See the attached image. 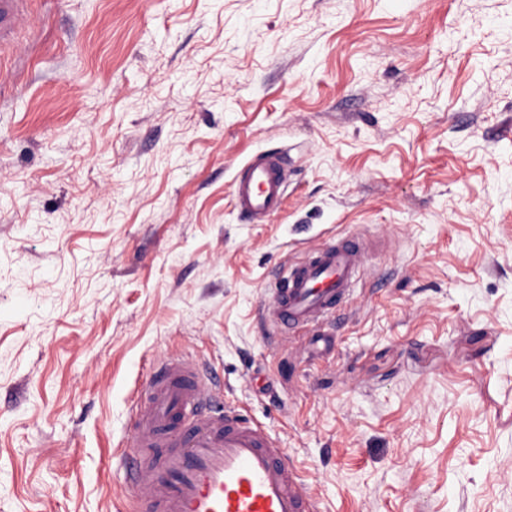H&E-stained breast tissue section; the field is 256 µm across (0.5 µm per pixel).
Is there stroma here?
Listing matches in <instances>:
<instances>
[{
	"instance_id": "stroma-1",
	"label": "stroma",
	"mask_w": 512,
	"mask_h": 512,
	"mask_svg": "<svg viewBox=\"0 0 512 512\" xmlns=\"http://www.w3.org/2000/svg\"><path fill=\"white\" fill-rule=\"evenodd\" d=\"M0 60V512H126L181 354L318 512H512V0H30ZM288 154L268 223L234 179ZM372 244L323 337L267 290Z\"/></svg>"
}]
</instances>
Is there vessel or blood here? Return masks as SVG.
Returning a JSON list of instances; mask_svg holds the SVG:
<instances>
[{
  "label": "vessel or blood",
  "instance_id": "obj_1",
  "mask_svg": "<svg viewBox=\"0 0 512 512\" xmlns=\"http://www.w3.org/2000/svg\"><path fill=\"white\" fill-rule=\"evenodd\" d=\"M24 2L0 0V54ZM287 178L286 152L253 156L234 183L238 211L265 223L282 205ZM366 251L358 238L334 239L288 266L272 284L274 323L320 331L349 297ZM131 413L133 440L123 456L130 485L146 490L145 512H316L278 442L254 420L222 409L197 362L155 360Z\"/></svg>",
  "mask_w": 512,
  "mask_h": 512
}]
</instances>
